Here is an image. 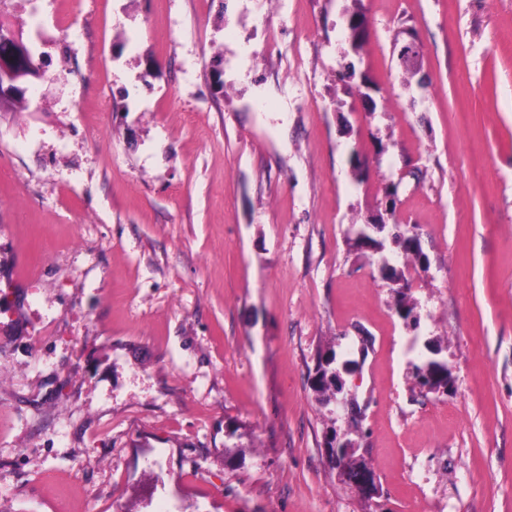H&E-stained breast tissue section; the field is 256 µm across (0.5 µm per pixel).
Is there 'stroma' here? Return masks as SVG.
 Listing matches in <instances>:
<instances>
[{
  "label": "stroma",
  "mask_w": 512,
  "mask_h": 512,
  "mask_svg": "<svg viewBox=\"0 0 512 512\" xmlns=\"http://www.w3.org/2000/svg\"><path fill=\"white\" fill-rule=\"evenodd\" d=\"M277 16L253 58L254 0H9L49 65L0 112V512H372L331 431L388 512H512V0ZM379 217L420 233L419 322L349 235ZM414 338L447 392L416 385ZM331 352L358 424L312 386ZM350 448H354L351 443L343 442L336 444V472L338 476L351 485L355 492L361 497L372 500L373 498H381L383 493L378 483L377 478L371 471L367 464L368 469H355L351 471L348 467H356L355 459L352 457L347 458V465L342 460V449L349 453Z\"/></svg>",
  "instance_id": "stroma-1"
}]
</instances>
